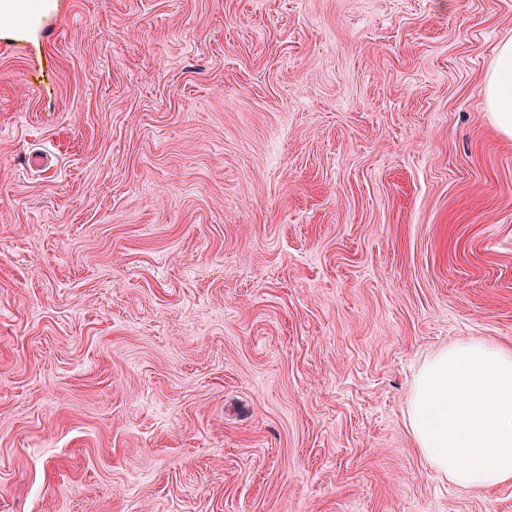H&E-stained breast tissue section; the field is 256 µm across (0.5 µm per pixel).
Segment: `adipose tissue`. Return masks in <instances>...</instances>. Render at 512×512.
<instances>
[{"label": "adipose tissue", "instance_id": "1", "mask_svg": "<svg viewBox=\"0 0 512 512\" xmlns=\"http://www.w3.org/2000/svg\"><path fill=\"white\" fill-rule=\"evenodd\" d=\"M485 94L496 128L512 137V38L497 49ZM407 422L423 457L455 483L512 482V350L472 341L438 352L419 373Z\"/></svg>", "mask_w": 512, "mask_h": 512}]
</instances>
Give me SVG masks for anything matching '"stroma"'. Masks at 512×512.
Listing matches in <instances>:
<instances>
[{"label":"stroma","mask_w":512,"mask_h":512,"mask_svg":"<svg viewBox=\"0 0 512 512\" xmlns=\"http://www.w3.org/2000/svg\"><path fill=\"white\" fill-rule=\"evenodd\" d=\"M0 24V512H512L407 408L512 349V0H26ZM485 94L496 128L512 137V38L497 49L495 65L486 77Z\"/></svg>","instance_id":"1"}]
</instances>
